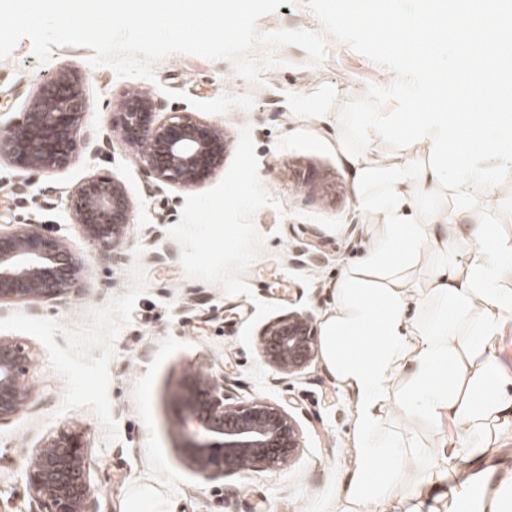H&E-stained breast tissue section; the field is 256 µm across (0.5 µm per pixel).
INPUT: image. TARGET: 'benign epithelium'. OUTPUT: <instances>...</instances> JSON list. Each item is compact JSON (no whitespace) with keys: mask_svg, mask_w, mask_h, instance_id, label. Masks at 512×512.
Instances as JSON below:
<instances>
[{"mask_svg":"<svg viewBox=\"0 0 512 512\" xmlns=\"http://www.w3.org/2000/svg\"><path fill=\"white\" fill-rule=\"evenodd\" d=\"M81 78L60 72L43 82L18 122L0 125V159L26 171L52 172L74 159L84 115ZM122 141L136 151L156 179L181 187L201 183L224 164L222 128L185 112L156 119L146 95L120 103ZM72 214L88 241L100 249L124 243L132 201L114 178L92 176L72 195ZM83 271L82 260L60 240L34 224L0 232V302L50 299L66 294ZM265 360L285 374L305 368L316 356V328L310 317L290 313L269 324L261 335ZM32 357L27 348L0 338V424L25 412L32 400L26 382ZM182 402L196 423L186 451L206 479L241 461L274 466L300 448L298 425L285 410L265 401L226 402L224 381L191 375ZM32 494L48 512H93L86 479L84 445L79 435L63 432L27 465Z\"/></svg>","mask_w":512,"mask_h":512,"instance_id":"1","label":"benign epithelium"}]
</instances>
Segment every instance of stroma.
<instances>
[{
  "label": "stroma",
  "instance_id": "1",
  "mask_svg": "<svg viewBox=\"0 0 512 512\" xmlns=\"http://www.w3.org/2000/svg\"><path fill=\"white\" fill-rule=\"evenodd\" d=\"M280 29L318 33L322 25L308 0H292L257 22L261 33ZM278 54L285 66L264 70L257 84L236 76L228 61L191 54L157 62L151 81L90 67L85 47L53 48L41 63L23 39L0 60L1 124L19 121L39 85L59 71L83 77L86 103L67 168L28 172L0 160V227L38 225L84 265L61 297L0 303V337L29 349L33 392L25 412L0 424V512H42L26 467L63 430L84 444L95 512H134L145 494L153 512H343L339 488L356 465L352 395L323 357L293 375L267 364V320H257L250 346L239 333L259 300L322 326L336 307L337 284L381 234L377 215L358 203L339 111L368 86L389 87L395 74L333 39L316 66L294 45ZM133 88L151 98L159 119L188 112L223 127L225 161L233 159L240 128L249 127L261 182L278 201L254 215L268 241L244 273L251 296H227L185 276L167 229L179 222L186 196L220 177L178 187L142 167L118 131L120 102ZM91 176L118 178L133 202L125 242L114 251L90 244L69 209L75 188ZM499 194L496 210L472 213L458 255L474 246L473 225L490 223L512 236V178ZM194 372L223 378L231 403L263 400L289 412L300 434L292 459L200 476L183 453L195 424L181 405L182 386ZM401 390L394 380L379 421L380 434L400 438L411 456L392 512H428L425 492L447 494L453 463L434 452L440 430L431 418L399 413Z\"/></svg>",
  "mask_w": 512,
  "mask_h": 512
}]
</instances>
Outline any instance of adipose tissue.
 Returning a JSON list of instances; mask_svg holds the SVG:
<instances>
[{
	"label": "adipose tissue",
	"instance_id": "ef3b65f1",
	"mask_svg": "<svg viewBox=\"0 0 512 512\" xmlns=\"http://www.w3.org/2000/svg\"><path fill=\"white\" fill-rule=\"evenodd\" d=\"M431 145L427 139L392 158L371 154L354 167L359 203L376 205L386 227L339 283L336 309L324 321V360L356 403L357 466L342 484L354 512H389L399 497L408 454L375 435L397 366L406 370L403 415L454 422L448 454L467 462L438 512H473V491L485 473L484 450L475 441L490 423L512 422V383L493 349L501 325L512 320V289L501 287L512 279V237L479 224L467 259L454 256L462 211L439 199L467 198L471 191L438 187L427 160ZM423 256L428 265L418 283L409 270ZM412 303L437 306L436 322L414 331L405 313Z\"/></svg>",
	"mask_w": 512,
	"mask_h": 512
}]
</instances>
